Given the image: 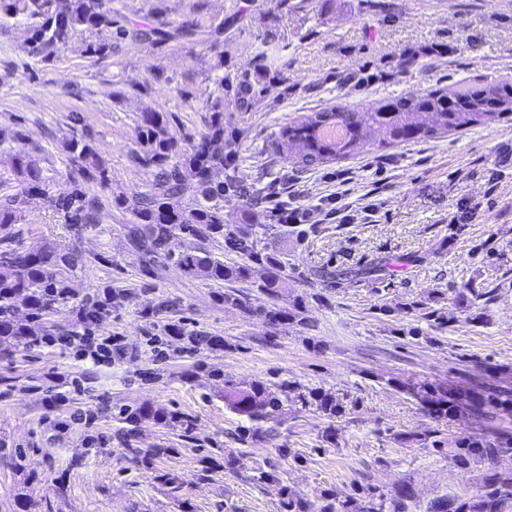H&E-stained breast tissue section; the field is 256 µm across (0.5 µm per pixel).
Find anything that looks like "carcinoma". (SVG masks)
Returning <instances> with one entry per match:
<instances>
[{
  "mask_svg": "<svg viewBox=\"0 0 512 512\" xmlns=\"http://www.w3.org/2000/svg\"><path fill=\"white\" fill-rule=\"evenodd\" d=\"M0 13L20 15L32 20V52L51 55L58 45L66 43L80 31L88 30L95 40L86 45V52L96 56L112 54L127 39L142 41L216 40L224 35V25H205L199 20L200 10L192 9L185 19L172 27L161 23L148 30L129 31L119 20V11L112 7V0H0ZM221 94L213 97L208 110L210 121L198 135L187 137L182 144L169 133V118L161 112L146 110L137 125L139 149L133 152V161L141 168L153 172L149 189L131 197L115 196V204L130 216L127 240L132 252L148 266L159 258H168L171 232L179 230L187 237L202 244L224 240V245L239 254L241 262L226 265L212 256L204 247L195 253L180 256L178 264L197 278L217 284L246 281L253 269L265 271L259 288L274 299L282 279L283 262L276 258L252 225L243 216L240 224L224 223V199L241 198L253 205L262 200L259 194L240 185L234 179L238 158L236 144L240 133L224 127V96L239 102L257 101L266 91L264 71L256 77L221 76L217 79ZM505 114H512V85L486 83L462 85L456 89L439 88L413 96L401 97L371 110H360L347 104L313 112L282 127L280 140L296 149L293 165L308 170L324 164L339 163L368 150V147L424 141L449 132H465L484 126ZM342 130L340 139L328 135L332 129ZM21 143L12 156L14 175L21 190L0 199V359H9L15 349L23 344L29 348L39 345L38 337L55 334L74 336L76 332H52L45 325V317L53 309L68 304L71 292L69 272L76 269L82 257L76 251L63 253L58 246L43 241L35 246L13 245L12 225L22 219L25 197L36 194L48 196L45 178L34 151ZM79 178L75 188L62 197H53V207L60 211L74 238L98 222L105 203L83 188L80 179L103 172L102 160L86 137L74 136L67 140ZM197 185L200 198L190 204L183 201L187 182ZM385 271L384 264H363L346 271L327 272L324 277L336 280L340 286ZM123 289L107 288L83 299L79 305L83 327L92 329L112 311V303L124 300ZM27 310V318L17 316L19 308ZM264 315L274 325L290 321L305 323L303 307L296 304L288 311L266 310ZM166 335L194 345L220 347L223 339L200 333H189L178 323L164 325ZM421 408L436 418L460 412L467 407V397L457 395L446 386L428 383L402 385ZM224 402L238 415L250 422L246 433L254 439L273 436L276 422L292 403L306 409L310 406L333 418L344 412L336 396L320 389H301L283 382L271 390L263 385L249 388L224 386ZM119 419L128 424L153 421L170 427H179L188 433L192 422L183 414L171 413L150 406L135 410H121ZM506 450L503 443L491 444L469 438L455 441L448 455L459 466L469 458L480 456L489 464ZM201 475L206 476L220 468L236 472L245 468L243 456L229 453L224 462L204 455L198 460ZM252 479L259 484L279 480L277 466L267 463L253 469ZM367 491L366 505L357 504L351 497L336 501L332 495H323L320 512H406L410 499L407 486H401L395 495L386 498L375 495L376 488H359ZM512 502V473L501 474L495 470L487 476L484 493L475 501L459 496L442 497L431 505V512H503ZM279 512H310L304 499L283 488Z\"/></svg>",
  "mask_w": 512,
  "mask_h": 512,
  "instance_id": "carcinoma-1",
  "label": "carcinoma"
}]
</instances>
